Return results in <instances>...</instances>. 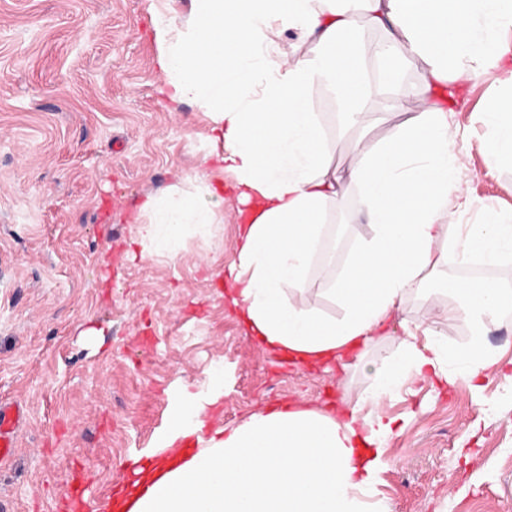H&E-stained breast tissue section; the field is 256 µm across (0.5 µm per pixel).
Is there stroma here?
Masks as SVG:
<instances>
[{
    "mask_svg": "<svg viewBox=\"0 0 512 512\" xmlns=\"http://www.w3.org/2000/svg\"><path fill=\"white\" fill-rule=\"evenodd\" d=\"M158 51L149 0H0V399L28 411L0 468V512H67L75 462L96 473L88 512H112L129 461L153 456L189 397L223 391L209 423L230 429L372 388L359 366L287 370L247 335L221 285L237 259L235 195L223 223L187 233L175 255L130 258L131 217L147 196L185 187L206 149L202 108H171L159 92ZM510 91L506 70L463 86L449 223L512 214V166L488 167L483 121ZM313 102L339 168L357 139L376 143L405 118L374 95L363 125L345 129L334 96L318 90ZM328 220L343 231L312 263L308 304L336 317L328 280L373 228L353 192ZM442 279L393 314L370 358L394 353L401 319L422 321ZM89 327L102 329L100 347L84 342ZM381 406L404 423L387 441L378 512H512L511 382L494 377L477 393L421 383Z\"/></svg>",
    "mask_w": 512,
    "mask_h": 512,
    "instance_id": "1",
    "label": "stroma"
}]
</instances>
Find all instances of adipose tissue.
<instances>
[{
	"label": "adipose tissue",
	"mask_w": 512,
	"mask_h": 512,
	"mask_svg": "<svg viewBox=\"0 0 512 512\" xmlns=\"http://www.w3.org/2000/svg\"><path fill=\"white\" fill-rule=\"evenodd\" d=\"M150 0L160 51L162 94L198 104L208 120L202 165L229 171L241 205L238 263L226 293L248 334L268 351L311 367L349 369L353 351L368 352L381 330L426 279L441 273L438 247L457 263L494 264L512 253V223L486 212L481 223L448 221L459 189L450 165L454 134L444 106L459 82L512 64V0ZM380 39L361 42L359 22ZM297 40L285 45L283 34ZM425 63L418 97L405 106L407 63ZM378 81L370 83L367 62ZM341 100L348 124L363 121L361 103L378 90L388 110L408 116L379 144L357 143L344 170L330 163L312 95ZM488 166L512 162V95L486 115ZM374 228L332 280L342 314L308 307L310 268L326 216L349 192ZM224 187L207 178L148 196L134 217L135 241L147 253H174L181 236L224 221ZM458 304H432L427 321L408 323L394 355L372 364L373 388L339 415L278 410L232 429H209L222 391L192 400L116 512H369L385 445L397 427L381 408L405 381L463 383L479 390L502 371L487 342L489 324L512 308V291L481 279L448 280ZM464 319L465 346L438 339L442 319Z\"/></svg>",
	"instance_id": "1"
}]
</instances>
